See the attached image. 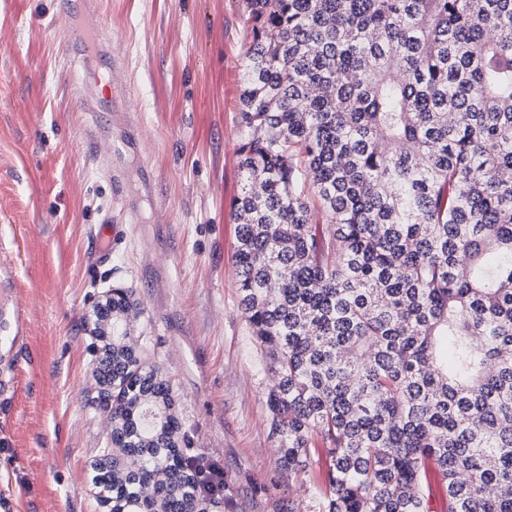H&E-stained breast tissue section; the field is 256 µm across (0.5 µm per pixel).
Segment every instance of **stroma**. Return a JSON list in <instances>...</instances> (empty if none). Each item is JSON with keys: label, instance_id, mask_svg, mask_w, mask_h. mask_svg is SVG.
<instances>
[{"label": "stroma", "instance_id": "35a3bbf8", "mask_svg": "<svg viewBox=\"0 0 512 512\" xmlns=\"http://www.w3.org/2000/svg\"><path fill=\"white\" fill-rule=\"evenodd\" d=\"M68 2L0 0V512H109L92 477L113 453L112 390L92 329L110 288L140 310L133 336L171 386L181 448L224 475L209 512H315L279 466L236 288L242 0H98L138 108L99 130L77 90H103L105 68L67 54L53 17ZM100 133L136 146L108 156Z\"/></svg>", "mask_w": 512, "mask_h": 512}]
</instances>
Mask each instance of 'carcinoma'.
Instances as JSON below:
<instances>
[{
    "mask_svg": "<svg viewBox=\"0 0 512 512\" xmlns=\"http://www.w3.org/2000/svg\"><path fill=\"white\" fill-rule=\"evenodd\" d=\"M239 306L318 512H512V0H245ZM329 228L320 229L311 203ZM112 300L119 512L221 492Z\"/></svg>",
    "mask_w": 512,
    "mask_h": 512,
    "instance_id": "1",
    "label": "carcinoma"
}]
</instances>
